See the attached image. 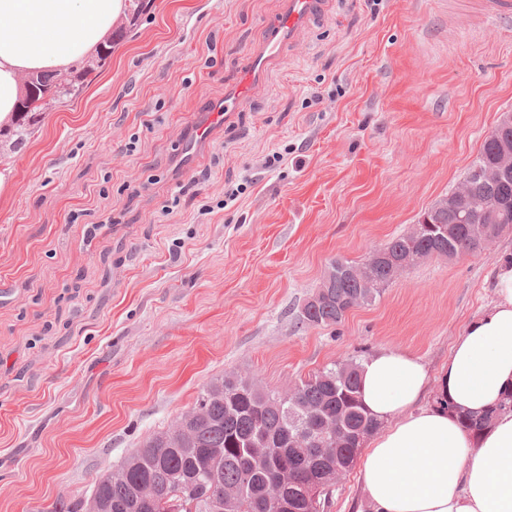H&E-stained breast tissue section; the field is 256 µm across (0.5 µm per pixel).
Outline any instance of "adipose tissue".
<instances>
[{
	"label": "adipose tissue",
	"mask_w": 512,
	"mask_h": 512,
	"mask_svg": "<svg viewBox=\"0 0 512 512\" xmlns=\"http://www.w3.org/2000/svg\"><path fill=\"white\" fill-rule=\"evenodd\" d=\"M127 0H0V125L14 122L27 77L91 58ZM495 298L451 344L430 376L417 355L384 347L361 369L362 399L382 427L360 458L362 512H512V255L495 266ZM436 385L446 406L424 405ZM497 415L480 439L456 411Z\"/></svg>",
	"instance_id": "ef3b65f1"
}]
</instances>
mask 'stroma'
Listing matches in <instances>:
<instances>
[{
	"mask_svg": "<svg viewBox=\"0 0 512 512\" xmlns=\"http://www.w3.org/2000/svg\"><path fill=\"white\" fill-rule=\"evenodd\" d=\"M284 6L153 0L79 98L22 116V145L0 138V512L91 493L226 375L285 395L381 347L437 373L492 303L511 232L421 262L340 324L296 325L333 260L410 231L512 111V20L485 40L471 0H321L183 159L178 135ZM194 178L212 213L179 195Z\"/></svg>",
	"mask_w": 512,
	"mask_h": 512,
	"instance_id": "obj_1",
	"label": "stroma"
}]
</instances>
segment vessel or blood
Masks as SVG:
<instances>
[{
  "label": "vessel or blood",
  "mask_w": 512,
  "mask_h": 512,
  "mask_svg": "<svg viewBox=\"0 0 512 512\" xmlns=\"http://www.w3.org/2000/svg\"><path fill=\"white\" fill-rule=\"evenodd\" d=\"M476 2L483 14V34H490L500 21L512 20V0H476ZM317 7L318 0H288L280 19L268 26L262 51L249 59L246 68L241 70L232 92L225 96L221 106L210 111L208 121L195 126L194 141L204 142L213 125L222 122L225 115L236 111L252 96L256 82L264 72L269 59L277 53L281 43L291 37L295 30L314 14Z\"/></svg>",
  "instance_id": "b4317fda"
}]
</instances>
